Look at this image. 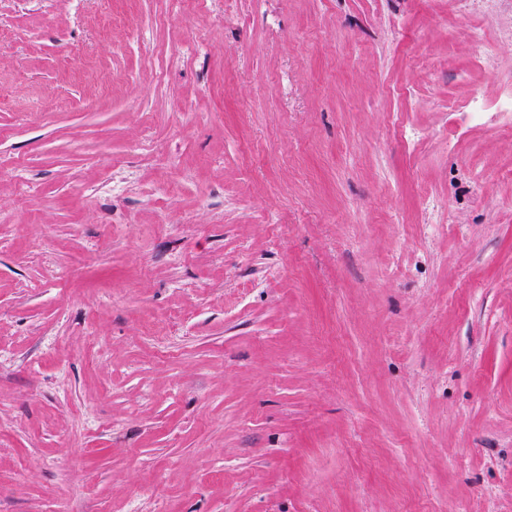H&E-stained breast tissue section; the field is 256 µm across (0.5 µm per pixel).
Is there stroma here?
I'll list each match as a JSON object with an SVG mask.
<instances>
[{
	"mask_svg": "<svg viewBox=\"0 0 512 512\" xmlns=\"http://www.w3.org/2000/svg\"><path fill=\"white\" fill-rule=\"evenodd\" d=\"M0 86V512H512V0H0Z\"/></svg>",
	"mask_w": 512,
	"mask_h": 512,
	"instance_id": "obj_1",
	"label": "stroma"
}]
</instances>
